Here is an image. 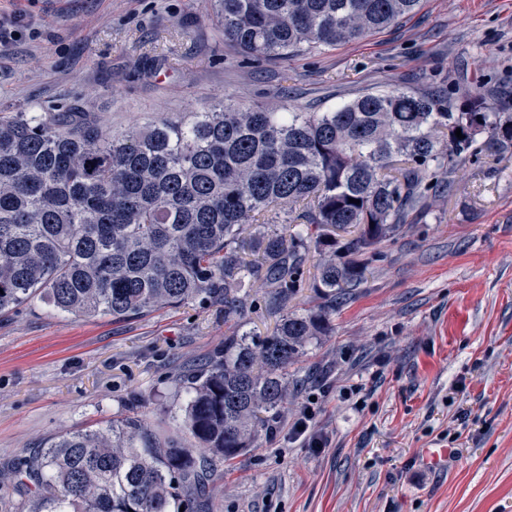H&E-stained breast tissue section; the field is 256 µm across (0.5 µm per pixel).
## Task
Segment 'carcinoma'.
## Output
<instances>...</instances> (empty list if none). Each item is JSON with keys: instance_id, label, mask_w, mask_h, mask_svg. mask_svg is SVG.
Returning a JSON list of instances; mask_svg holds the SVG:
<instances>
[{"instance_id": "obj_1", "label": "carcinoma", "mask_w": 512, "mask_h": 512, "mask_svg": "<svg viewBox=\"0 0 512 512\" xmlns=\"http://www.w3.org/2000/svg\"><path fill=\"white\" fill-rule=\"evenodd\" d=\"M418 4L211 0L224 41L270 60L363 38ZM480 137L512 154V113L437 90L367 93L325 112L220 102L112 136L86 112L1 114L0 312L39 299L129 321L201 301L235 324L240 288L261 278L281 314L269 336L228 331L180 375L175 427L127 417L0 471L14 512H211L213 476L288 408V365ZM312 253L321 304L300 313L289 304Z\"/></svg>"}]
</instances>
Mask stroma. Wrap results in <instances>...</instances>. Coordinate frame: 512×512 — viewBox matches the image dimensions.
Returning a JSON list of instances; mask_svg holds the SVG:
<instances>
[{
  "mask_svg": "<svg viewBox=\"0 0 512 512\" xmlns=\"http://www.w3.org/2000/svg\"><path fill=\"white\" fill-rule=\"evenodd\" d=\"M209 0H0L1 112H87L118 133L220 100L324 112L360 94L481 93L512 113V0H420L398 24L287 60L225 44ZM241 318H279L250 282ZM288 369L273 435L225 465L212 512H512V157L477 149L382 243L367 279ZM197 303L142 318L36 300L0 314V468L51 438L171 422L177 377L224 342ZM313 448L289 439L305 405ZM448 449L431 467L432 449Z\"/></svg>",
  "mask_w": 512,
  "mask_h": 512,
  "instance_id": "obj_1",
  "label": "stroma"
}]
</instances>
